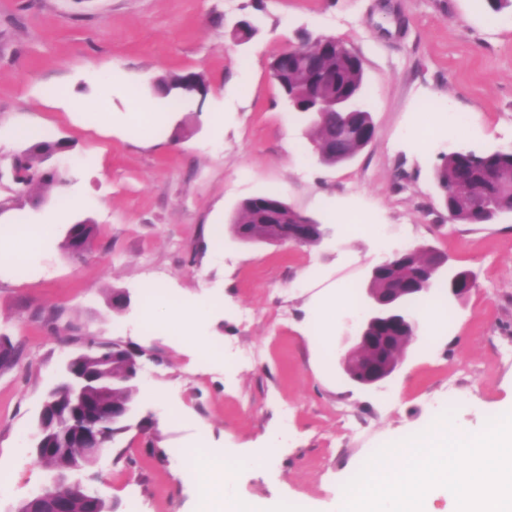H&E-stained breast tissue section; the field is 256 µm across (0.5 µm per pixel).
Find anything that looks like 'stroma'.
Returning <instances> with one entry per match:
<instances>
[{
  "label": "stroma",
  "mask_w": 512,
  "mask_h": 512,
  "mask_svg": "<svg viewBox=\"0 0 512 512\" xmlns=\"http://www.w3.org/2000/svg\"><path fill=\"white\" fill-rule=\"evenodd\" d=\"M257 16L237 43L233 27ZM345 42L361 59L376 135L352 160L317 161L311 132L288 111L269 63L301 33ZM202 73L205 95L164 105L162 124L130 127L152 82ZM224 115L215 125L213 113ZM64 140L67 182L22 188L13 155ZM512 148V8L487 0H0V224H51L23 270L0 267V332L20 362L0 372V512L52 475L32 450L36 418L64 359L89 341L145 349L131 428L78 471L118 512H195L197 484L182 448L204 440L225 455L284 443L233 495L302 512H333L336 494L388 441L425 431L449 402L468 431L512 411V213L486 224L449 220L434 179L440 156ZM274 193L330 234L317 246L241 243L230 219ZM80 199L70 210L60 196ZM96 225L91 253L62 247L70 224ZM429 247L474 285L437 292L439 314L419 329L381 389L350 383L329 345L351 329L331 298L363 300L372 268L396 248ZM204 303L194 333L220 362L197 360L139 317L148 287ZM129 294L127 310L111 305ZM61 312L56 326L41 316Z\"/></svg>",
  "instance_id": "stroma-1"
}]
</instances>
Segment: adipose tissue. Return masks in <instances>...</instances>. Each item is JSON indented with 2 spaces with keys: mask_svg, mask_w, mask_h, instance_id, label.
<instances>
[{
  "mask_svg": "<svg viewBox=\"0 0 512 512\" xmlns=\"http://www.w3.org/2000/svg\"><path fill=\"white\" fill-rule=\"evenodd\" d=\"M206 313L207 308L202 304L173 305L158 298L144 305L141 318L155 327H181L184 331L183 340L194 353L202 359L215 361L219 358L218 353L191 333L193 324L202 321ZM278 448V442L274 441L266 448L264 455L232 461L226 459L220 448L202 451L185 449L188 468L200 490L198 512H268L262 503L231 496L230 490L240 470L261 468L265 457L276 455Z\"/></svg>",
  "mask_w": 512,
  "mask_h": 512,
  "instance_id": "adipose-tissue-1",
  "label": "adipose tissue"
}]
</instances>
